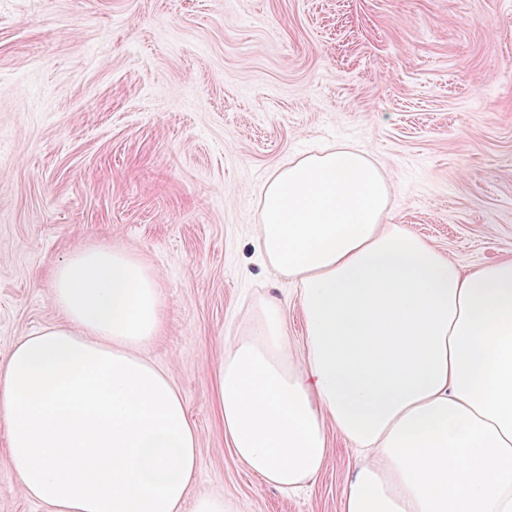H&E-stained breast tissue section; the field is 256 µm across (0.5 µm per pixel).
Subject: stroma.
Instances as JSON below:
<instances>
[{
    "instance_id": "1",
    "label": "stroma",
    "mask_w": 512,
    "mask_h": 512,
    "mask_svg": "<svg viewBox=\"0 0 512 512\" xmlns=\"http://www.w3.org/2000/svg\"><path fill=\"white\" fill-rule=\"evenodd\" d=\"M339 144L390 176V220L464 266L512 256V0H0V361L67 322L51 270L120 245L159 275L142 353L198 432L189 496L235 512H339L354 455L285 493L232 455L224 344L292 283L253 251L270 173ZM0 512H45L4 461Z\"/></svg>"
}]
</instances>
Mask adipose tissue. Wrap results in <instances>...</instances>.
Wrapping results in <instances>:
<instances>
[{
	"instance_id": "obj_1",
	"label": "adipose tissue",
	"mask_w": 512,
	"mask_h": 512,
	"mask_svg": "<svg viewBox=\"0 0 512 512\" xmlns=\"http://www.w3.org/2000/svg\"><path fill=\"white\" fill-rule=\"evenodd\" d=\"M392 183L364 150L333 146L266 180L254 245L296 287L304 345L266 298L219 365L236 459L293 491L328 427L355 457L341 512H512V259L464 266L389 223ZM67 325L0 363L8 466L47 512H228L188 498L198 433L167 373L139 354L160 327L153 272L125 249L55 266Z\"/></svg>"
}]
</instances>
